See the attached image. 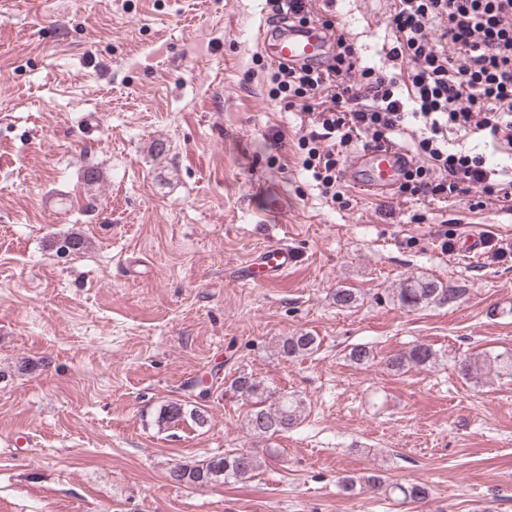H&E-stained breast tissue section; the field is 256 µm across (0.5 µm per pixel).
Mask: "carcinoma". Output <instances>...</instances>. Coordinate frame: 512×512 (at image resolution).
Listing matches in <instances>:
<instances>
[{"label": "carcinoma", "mask_w": 512, "mask_h": 512, "mask_svg": "<svg viewBox=\"0 0 512 512\" xmlns=\"http://www.w3.org/2000/svg\"><path fill=\"white\" fill-rule=\"evenodd\" d=\"M58 251L62 254L76 253L84 248L85 240L79 233H71L57 241ZM467 293L465 288H450L442 283L424 278L406 280L395 289L390 299L408 311L428 307L436 302L448 299L457 300ZM336 307L353 308L358 303L356 293L350 288H338L335 293ZM318 348L317 337L308 333H294L281 341L279 353L282 357L293 359L310 354ZM437 361V353L425 344H414L408 350L397 353L387 359V366L395 372L406 371L411 367H427ZM496 367L500 376L512 378V352L505 351L495 356L488 354L470 358L461 365L463 376L468 380L479 381L487 374L490 367ZM231 388L247 398L251 408L246 415L248 430L258 437H272L286 432L297 425L300 418V402L286 393L278 395L268 389L259 379L240 375L236 377ZM203 427L208 422V412L200 406L191 408L171 401L161 406L157 422L170 425L185 419ZM256 469V458L248 452L230 448L224 454L206 460L186 462L171 468L168 478L184 486H201L224 483L230 479H243ZM369 487L374 490L397 491L403 500L423 503L429 497V487L422 483H395L391 486L382 477L372 474L367 476L345 475L339 478V488L348 496H355L359 490Z\"/></svg>", "instance_id": "cac0c4a2"}]
</instances>
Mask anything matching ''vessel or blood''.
Wrapping results in <instances>:
<instances>
[{
	"label": "vessel or blood",
	"instance_id": "1",
	"mask_svg": "<svg viewBox=\"0 0 512 512\" xmlns=\"http://www.w3.org/2000/svg\"><path fill=\"white\" fill-rule=\"evenodd\" d=\"M261 39L268 57L276 63L316 64L326 54L328 31L318 24L281 25L262 30ZM412 165L410 155L396 147L367 148L355 152L343 177L349 183L379 196L389 194ZM297 262L296 253L285 244L266 248L258 260L244 268V280L267 284L287 274Z\"/></svg>",
	"mask_w": 512,
	"mask_h": 512
}]
</instances>
